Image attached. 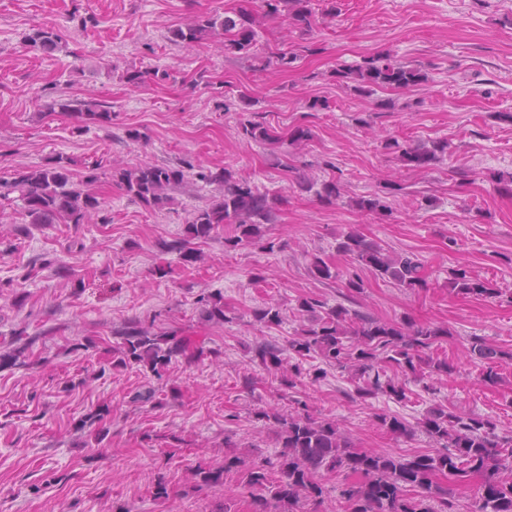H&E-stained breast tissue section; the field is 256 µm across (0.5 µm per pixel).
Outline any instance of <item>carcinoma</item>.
I'll return each instance as SVG.
<instances>
[{"mask_svg":"<svg viewBox=\"0 0 512 512\" xmlns=\"http://www.w3.org/2000/svg\"><path fill=\"white\" fill-rule=\"evenodd\" d=\"M263 13L282 16L288 25L300 32H310L316 24L310 0H262ZM218 39L224 53L241 58L258 54L256 15L241 9L234 16L195 14L186 23L168 31L167 40L190 49L203 41ZM61 37L53 27L43 26L23 36L30 48L46 55L59 48ZM278 48L266 47L265 65L285 72L297 60ZM342 83H354V90L369 97L377 90H406L426 81L419 69L393 63L386 56H367L354 69L334 72ZM152 78L155 82L176 80L168 70L143 71L125 69L119 80L137 86ZM59 113L81 127H109L112 107L79 97L55 100L40 118ZM241 134L257 143L302 146L313 138L310 128L297 126L281 135L266 121L254 116L240 122ZM385 149L412 170H426L448 155V141L435 139L427 143L404 146L396 139L385 142ZM102 161L92 163L88 173L74 180L72 159L57 155L47 163L0 171V212L20 204L11 220L10 234L19 237L31 233L37 224H93L104 209L105 199L99 190ZM285 170L296 174L303 192L315 191L319 201L335 205L343 199V187L331 177L316 182L300 173L294 165ZM110 179L131 201L152 210H163L172 204V192L188 183L217 185L219 195L208 204L195 209L182 237L159 243L162 253L176 254L185 264L202 259L198 245L212 238L219 227L233 228L224 237V249L234 250L253 245L264 236V227L276 222L280 197L262 191L239 178L226 167L214 170L185 160L177 165L145 162L134 167L110 166ZM319 189H314V186ZM353 207L366 216H389L392 209L386 193L375 192L353 201ZM336 252L376 276L395 282L403 288L429 287L425 264L414 254L392 257L378 243L358 231L351 230L336 242ZM310 272L320 279L340 278V272L329 260L313 257ZM342 279V278H340ZM351 294H360L362 278L355 272L342 279ZM448 291L463 298H497L501 289L491 282L472 275L466 268L448 269ZM204 322L224 325L231 322L226 315L224 295L215 292L198 299ZM298 314L309 317L310 325L284 345L276 341L258 346L256 357L267 371L276 374L283 390L296 387L301 375V362L317 356L322 363L350 375L355 393L360 398L386 394L396 400L407 399V382L433 375H450L453 366L447 361L427 356L447 331L427 323L408 320L388 322L341 303L330 305L313 297L298 301ZM285 319L283 308L268 302L256 312V320L265 326L278 327ZM120 342L106 350V367L120 371L133 365L148 370L160 379L170 366L179 362L191 364L205 356L220 357L217 349L205 342H196L179 329L156 331L141 321L131 319L114 331ZM19 346L0 351V369L28 366L24 352L33 342L24 328L15 332ZM467 355L486 365L481 380L496 384L501 376L497 364L512 361V353L474 337L466 348ZM394 372L389 376L388 372ZM108 404L98 406L79 423V429L94 431L95 441L102 444L108 435L103 425L110 415ZM257 417L270 422L275 429L281 451L276 461L261 458L250 463L239 457L224 459V465L213 467L197 464L191 468L195 483L216 487L224 484V471L237 469L243 486L259 492V512H318L324 487L316 480L321 472L344 477L340 496L346 512H448V492L435 481L448 475L457 482H466L474 475L483 476L477 488L474 512H512V437L494 432L487 419L476 414H462L443 407L429 409L418 422V429L439 445L433 454L423 453L410 458L391 453H369L354 450V445L334 420L317 418L306 412L279 413L261 411ZM379 423L395 436H408L414 429L394 415H378Z\"/></svg>","mask_w":512,"mask_h":512,"instance_id":"carcinoma-1","label":"carcinoma"}]
</instances>
